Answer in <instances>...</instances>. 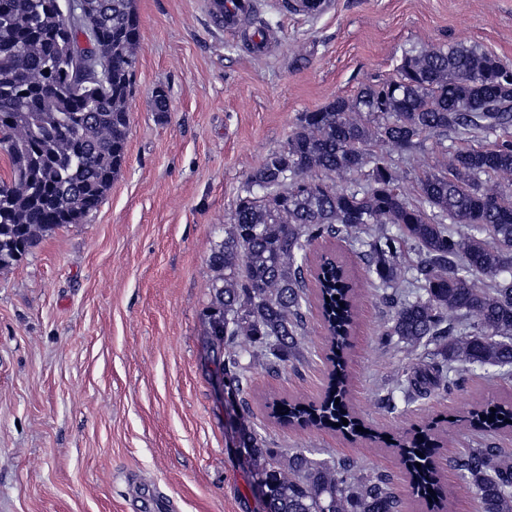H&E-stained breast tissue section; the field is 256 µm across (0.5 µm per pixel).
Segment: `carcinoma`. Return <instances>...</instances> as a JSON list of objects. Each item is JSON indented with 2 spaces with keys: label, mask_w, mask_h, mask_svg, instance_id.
Instances as JSON below:
<instances>
[{
  "label": "carcinoma",
  "mask_w": 512,
  "mask_h": 512,
  "mask_svg": "<svg viewBox=\"0 0 512 512\" xmlns=\"http://www.w3.org/2000/svg\"><path fill=\"white\" fill-rule=\"evenodd\" d=\"M86 3L99 19L93 36L65 21L54 0H0V151L10 163L0 178V270L97 211L125 161L140 19L134 0ZM87 40L110 65L107 92L79 76ZM473 133L488 144L445 147L443 170L420 179L418 197L400 189L394 154L410 155L430 136L453 142ZM319 240L360 250L390 309L382 335L417 353L408 388L446 392L464 367H512V70L463 44L406 51L397 78L299 115L286 147L250 174L209 255V335L230 393L243 392L254 344L274 340L280 360L299 351L304 265ZM406 246L419 256L411 268L399 262ZM314 280L333 369L317 403L282 401L273 414L361 436L345 400L354 283L329 258ZM510 420L512 408L471 413L490 430ZM242 435L266 512H400L382 475L303 450L279 456L258 432ZM392 446L414 492L442 504L432 428ZM454 466L456 493L474 495L480 512H512V463L501 449L469 448Z\"/></svg>",
  "instance_id": "obj_1"
}]
</instances>
